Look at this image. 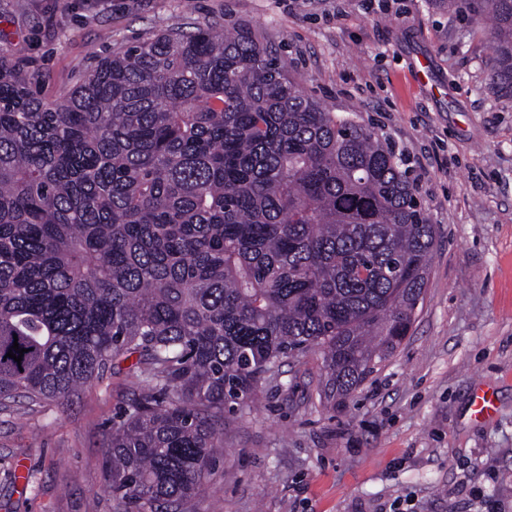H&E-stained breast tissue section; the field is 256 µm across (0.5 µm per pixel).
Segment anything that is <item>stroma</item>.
I'll list each match as a JSON object with an SVG mask.
<instances>
[{
  "mask_svg": "<svg viewBox=\"0 0 512 512\" xmlns=\"http://www.w3.org/2000/svg\"><path fill=\"white\" fill-rule=\"evenodd\" d=\"M191 23L250 28L305 94L383 134L436 235L396 352L334 403L319 355L285 360L253 408L225 413L226 452L185 512H512V100L489 84L490 41L433 0H0V54L55 97ZM129 366L66 404L0 409V512H128L104 441ZM480 383L486 419L470 411ZM495 407L494 389L484 383L478 384L473 392V412L478 418L489 416Z\"/></svg>",
  "mask_w": 512,
  "mask_h": 512,
  "instance_id": "stroma-1",
  "label": "stroma"
}]
</instances>
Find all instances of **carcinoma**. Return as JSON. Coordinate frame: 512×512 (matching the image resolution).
Instances as JSON below:
<instances>
[{
	"instance_id": "cac0c4a2",
	"label": "carcinoma",
	"mask_w": 512,
	"mask_h": 512,
	"mask_svg": "<svg viewBox=\"0 0 512 512\" xmlns=\"http://www.w3.org/2000/svg\"><path fill=\"white\" fill-rule=\"evenodd\" d=\"M512 99V0H479ZM0 64V405L64 402L136 356L112 492L176 512L288 359L348 398L408 335L435 241L386 140L325 109L249 28L118 48L62 97ZM21 362L7 357L13 342Z\"/></svg>"
}]
</instances>
